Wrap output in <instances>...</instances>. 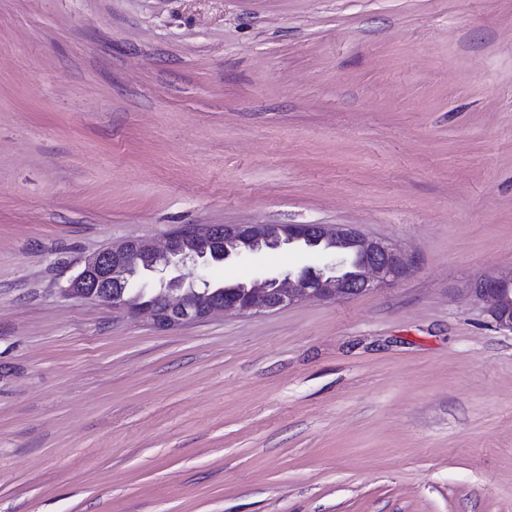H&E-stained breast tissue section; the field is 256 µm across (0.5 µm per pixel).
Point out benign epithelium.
<instances>
[{"label": "benign epithelium", "instance_id": "obj_1", "mask_svg": "<svg viewBox=\"0 0 512 512\" xmlns=\"http://www.w3.org/2000/svg\"><path fill=\"white\" fill-rule=\"evenodd\" d=\"M299 246L318 253L322 264L266 272L232 284L238 292L219 298L215 284L188 282L187 265L233 262L264 250ZM412 264L396 244L369 236L352 224H188L158 247L130 239L101 249L80 262L61 288L114 310L145 317L159 327L200 322L217 312H272L302 301L348 299L407 275ZM512 269L476 280L469 296L483 306L495 327L512 334V306L503 297ZM137 288L124 299L123 290Z\"/></svg>", "mask_w": 512, "mask_h": 512}]
</instances>
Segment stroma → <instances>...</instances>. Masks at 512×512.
I'll use <instances>...</instances> for the list:
<instances>
[{"label":"stroma","instance_id":"1","mask_svg":"<svg viewBox=\"0 0 512 512\" xmlns=\"http://www.w3.org/2000/svg\"><path fill=\"white\" fill-rule=\"evenodd\" d=\"M185 224L415 265L171 329L62 294ZM509 268L512 0H0V512H512V334L467 294Z\"/></svg>","mask_w":512,"mask_h":512}]
</instances>
